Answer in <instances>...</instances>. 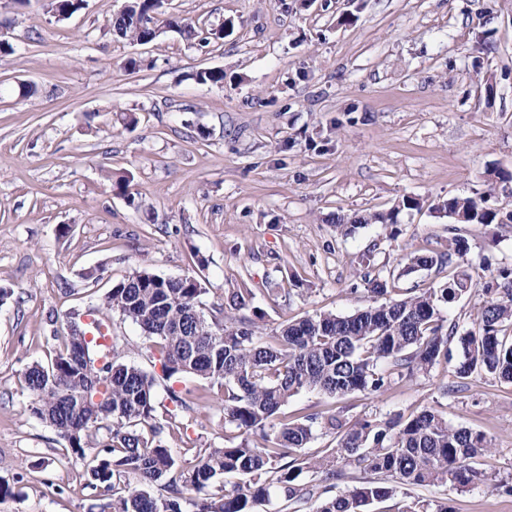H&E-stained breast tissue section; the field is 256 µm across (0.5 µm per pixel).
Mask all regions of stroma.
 Returning <instances> with one entry per match:
<instances>
[{
  "mask_svg": "<svg viewBox=\"0 0 512 512\" xmlns=\"http://www.w3.org/2000/svg\"><path fill=\"white\" fill-rule=\"evenodd\" d=\"M48 0H0V512H90L81 464L29 409L22 373L46 362L70 313L102 303L134 270L196 277L206 310L247 288L240 318L266 332L288 319L349 315L374 301L363 256L396 269L416 249L464 237L475 273L512 267V224H454L437 203L487 195L512 171V0H169L195 27L137 45L112 36L124 0H85L60 19ZM146 64L129 71L127 58ZM202 68L223 84L202 85ZM134 113L126 129L114 113ZM128 179L126 193L113 179ZM419 206L406 209L403 199ZM397 210L340 235L336 216ZM123 363L175 389L187 442L224 445L218 387L161 379L158 351L112 316ZM446 364L378 395L305 391L287 409L333 408L346 421L433 407L482 431L492 479L512 476V384L489 376L443 394ZM426 497L453 512H512V495L445 484Z\"/></svg>",
  "mask_w": 512,
  "mask_h": 512,
  "instance_id": "obj_1",
  "label": "stroma"
}]
</instances>
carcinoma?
Here are the masks:
<instances>
[{"label": "carcinoma", "instance_id": "1", "mask_svg": "<svg viewBox=\"0 0 512 512\" xmlns=\"http://www.w3.org/2000/svg\"><path fill=\"white\" fill-rule=\"evenodd\" d=\"M155 0H127L109 21L112 35L145 45L151 31L134 23L137 11ZM201 84L224 83V71L200 69ZM512 173L488 171L487 195L453 196L437 209L463 224H511L488 205L496 184ZM391 214L336 218L347 236ZM468 245L454 237L442 252L415 251L398 273L366 272L374 304L351 315L320 312L291 320L263 335L253 319L208 316L193 276L165 278L146 268L134 271L105 296L102 307L158 340L165 379L194 376L221 388L224 447L193 448L195 463L180 469L163 432H181L178 409L185 402L172 388L175 408L157 421L155 378L117 360V344L105 318L97 324L71 320L57 337L51 360L23 373L30 410L68 442L85 462V488L108 499L109 512H254L276 495L279 512H368L375 501L407 487L399 512H453L448 501L420 497L417 487L451 483L512 493V483H487L479 459L494 450L480 431L454 428L434 408L386 420L347 423L332 409L288 414L284 407L303 391L332 397L376 395L392 382L427 373L444 362L467 379L483 373L512 383V269L497 270L482 284V301L471 326L446 324L441 308L477 287L465 267ZM456 265L438 288L413 289L398 298L395 284L421 269ZM334 436L328 452H310L315 429ZM229 474L239 481L225 480ZM162 487L154 494L151 488Z\"/></svg>", "mask_w": 512, "mask_h": 512}]
</instances>
